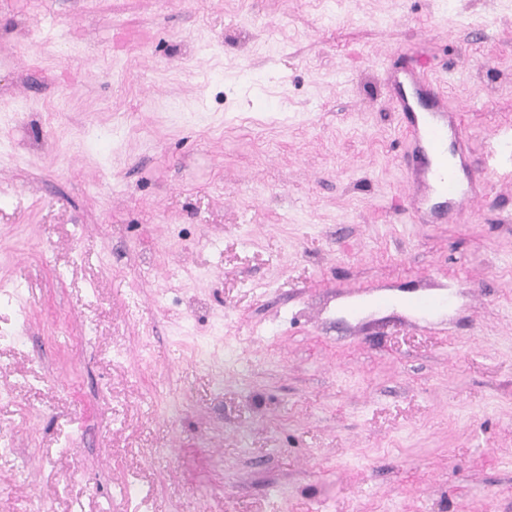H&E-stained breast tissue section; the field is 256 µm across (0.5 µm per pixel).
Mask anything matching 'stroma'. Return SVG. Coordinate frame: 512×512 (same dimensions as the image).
Returning <instances> with one entry per match:
<instances>
[{
    "mask_svg": "<svg viewBox=\"0 0 512 512\" xmlns=\"http://www.w3.org/2000/svg\"><path fill=\"white\" fill-rule=\"evenodd\" d=\"M419 64L481 167L512 0H0V512H512V148L410 221Z\"/></svg>",
    "mask_w": 512,
    "mask_h": 512,
    "instance_id": "35a3bbf8",
    "label": "stroma"
}]
</instances>
